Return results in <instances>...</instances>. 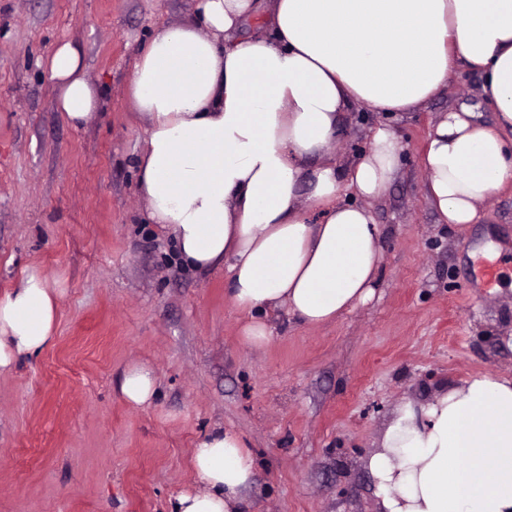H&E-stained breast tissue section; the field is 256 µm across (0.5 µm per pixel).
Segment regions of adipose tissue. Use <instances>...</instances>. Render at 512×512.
<instances>
[{"label":"adipose tissue","mask_w":512,"mask_h":512,"mask_svg":"<svg viewBox=\"0 0 512 512\" xmlns=\"http://www.w3.org/2000/svg\"><path fill=\"white\" fill-rule=\"evenodd\" d=\"M257 0H197L193 20L157 32L126 91L144 123L138 189L198 269L228 267L242 311L281 307L310 326L374 294L384 246L371 206L394 181L400 137L377 128L347 169L327 156L353 103L413 112L465 66L495 111L461 106L432 125L425 196L446 224H472L512 181V0H269L264 33L237 32ZM48 76L72 126L100 106L78 47L55 48ZM359 203H341V185ZM57 291L38 272L0 299V374L54 337ZM135 407L156 392L143 364L123 373ZM195 482L172 512H243L256 464L236 432L193 452ZM365 466L380 512H512V376L472 375L394 411Z\"/></svg>","instance_id":"1"}]
</instances>
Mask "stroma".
I'll use <instances>...</instances> for the list:
<instances>
[{
    "label": "stroma",
    "mask_w": 512,
    "mask_h": 512,
    "mask_svg": "<svg viewBox=\"0 0 512 512\" xmlns=\"http://www.w3.org/2000/svg\"><path fill=\"white\" fill-rule=\"evenodd\" d=\"M196 0H0V299L37 269L59 292L53 341L0 375V512H170L194 483L193 450L217 427L257 465L246 512H376L364 467L395 408L476 373L512 375V183L474 224L441 223L423 192L432 122L468 104L494 118L478 72L402 115L354 105L332 149L346 166L375 128L402 138L398 174L372 205L384 244L374 297L309 326L267 315L263 348L231 301L226 268L200 271L145 221V127L126 104L136 55ZM76 45L104 106L82 127L56 109L45 61ZM156 375L127 403V366ZM120 388L129 404L141 407L152 401L156 392V377L150 367L134 365L124 371Z\"/></svg>",
    "instance_id": "obj_1"
}]
</instances>
